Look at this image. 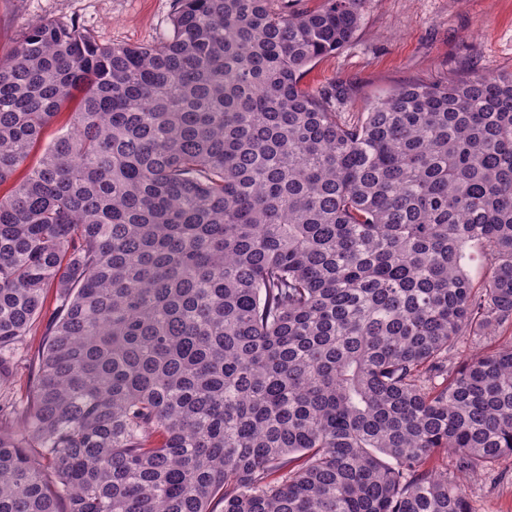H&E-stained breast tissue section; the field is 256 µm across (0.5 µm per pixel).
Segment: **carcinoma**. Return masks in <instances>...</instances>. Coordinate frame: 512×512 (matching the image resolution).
<instances>
[{
    "label": "carcinoma",
    "mask_w": 512,
    "mask_h": 512,
    "mask_svg": "<svg viewBox=\"0 0 512 512\" xmlns=\"http://www.w3.org/2000/svg\"><path fill=\"white\" fill-rule=\"evenodd\" d=\"M361 0H174L157 45L31 24L0 60V512H475L512 457V74L342 112ZM479 247L474 282L464 248ZM75 110V104H71L69 107L64 108L53 121L44 129L40 140L35 144L30 158L28 160L29 165L34 164L44 150L54 141L57 135L66 130L68 127L72 112ZM41 338L40 332L28 336L23 345L14 351L15 367L5 389L8 396L18 404L26 402L31 378L29 366L34 356L37 355Z\"/></svg>",
    "instance_id": "carcinoma-1"
}]
</instances>
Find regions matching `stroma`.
Masks as SVG:
<instances>
[{
  "instance_id": "1",
  "label": "stroma",
  "mask_w": 512,
  "mask_h": 512,
  "mask_svg": "<svg viewBox=\"0 0 512 512\" xmlns=\"http://www.w3.org/2000/svg\"><path fill=\"white\" fill-rule=\"evenodd\" d=\"M360 12L353 40L304 78L313 90L350 86L347 111H364L411 81L512 73V0H361ZM172 13L173 0H0V59L37 20L75 22L102 43L149 45L168 38ZM40 343L29 336L14 352L6 392L16 403L27 399ZM465 492L475 512H512V457L467 479Z\"/></svg>"
}]
</instances>
